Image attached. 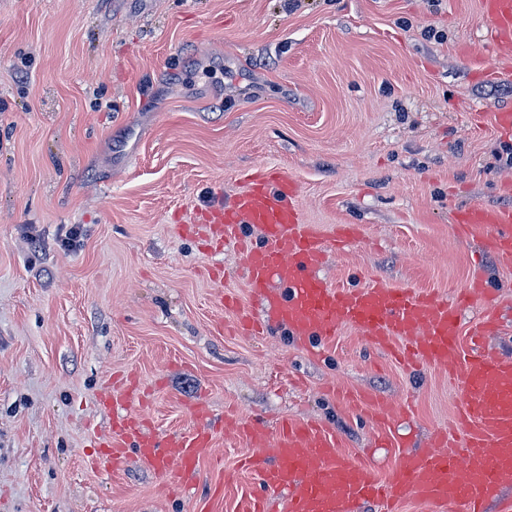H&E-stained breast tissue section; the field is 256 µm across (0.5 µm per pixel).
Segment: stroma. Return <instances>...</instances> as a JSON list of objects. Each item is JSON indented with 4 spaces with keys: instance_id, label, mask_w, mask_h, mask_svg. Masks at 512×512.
Returning <instances> with one entry per match:
<instances>
[{
    "instance_id": "35a3bbf8",
    "label": "stroma",
    "mask_w": 512,
    "mask_h": 512,
    "mask_svg": "<svg viewBox=\"0 0 512 512\" xmlns=\"http://www.w3.org/2000/svg\"><path fill=\"white\" fill-rule=\"evenodd\" d=\"M481 0H0V512H234L244 451L222 419L325 424L390 476L463 404L447 372L404 366L344 329L321 355L286 329L229 333L222 302L253 299L236 253L191 225L256 168L300 185L307 223L355 224L327 254L339 287L455 298L473 273L499 291L489 347L512 353V270L457 236L455 214L512 209V69L483 50ZM79 243L61 246L71 226ZM135 374L157 433H189L205 401L214 447L171 485L129 458L86 460L111 431L101 395ZM369 393L395 415L385 445Z\"/></svg>"
}]
</instances>
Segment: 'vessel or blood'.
I'll return each instance as SVG.
<instances>
[{
  "mask_svg": "<svg viewBox=\"0 0 512 512\" xmlns=\"http://www.w3.org/2000/svg\"><path fill=\"white\" fill-rule=\"evenodd\" d=\"M489 42L512 51V0H482ZM297 181L283 169H261L246 177L230 200L198 211L194 221L215 241L236 246L248 288L267 315L285 326L303 347L331 340L349 328L372 345L405 341L406 353L426 364L461 373L463 442L437 433L417 453L402 454L390 477L344 454L334 432L308 421L281 418L273 431L237 424L248 449L236 471L254 475L257 492L243 493L236 512H267L266 503L283 497L284 512H361L415 501L432 512H483L502 487L512 485V358L484 344L488 323L463 328L456 305L437 293L374 283L340 288L323 278L319 265L324 236L304 220ZM262 236L251 239L248 227ZM485 227V251L512 268V209L471 206L456 217L465 234ZM130 379L113 385L109 406L142 401ZM90 465L121 470L128 453L164 477L194 478L213 446L199 429L186 435L154 434L142 415L115 419L109 437Z\"/></svg>",
  "mask_w": 512,
  "mask_h": 512,
  "instance_id": "obj_1",
  "label": "vessel or blood"
}]
</instances>
